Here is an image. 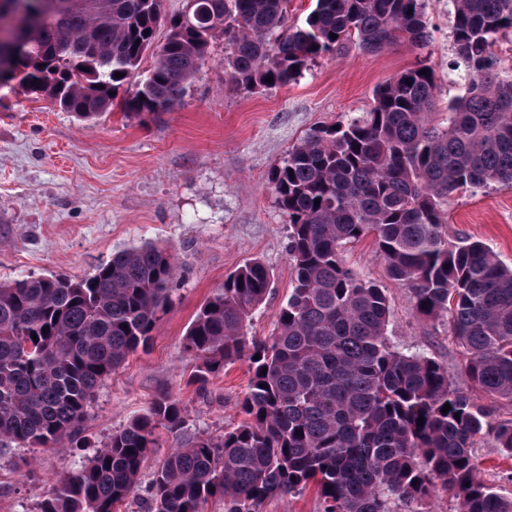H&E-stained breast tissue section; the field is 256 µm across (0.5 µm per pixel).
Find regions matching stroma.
<instances>
[{"mask_svg": "<svg viewBox=\"0 0 512 512\" xmlns=\"http://www.w3.org/2000/svg\"><path fill=\"white\" fill-rule=\"evenodd\" d=\"M424 11L425 46L403 42L369 55L348 42L294 82L256 93L226 85L224 38L216 36L180 103L136 119L115 109L82 123L48 97L0 88V283L51 273L78 279L146 243L179 257L177 289L158 329L99 388L80 427V447L0 450V512H39L60 477L162 392L179 395L185 428L178 436L162 434L161 450L143 467L136 502L120 505V512H146L164 451L240 423L246 362L211 377L207 396H200L187 384L197 362L184 352L183 336L225 276L253 260L268 268L272 288L249 317L247 333L273 335L293 274L287 219L270 178L290 147L312 129L370 111L378 86L422 63L434 70L439 112L464 95L462 72L449 69L457 58L451 0H424ZM443 234L453 245L482 241L512 268V183L454 192ZM342 256L360 278L386 288L393 342L434 357L451 381L470 388L447 325L415 315L407 288L388 277L372 239L346 246Z\"/></svg>", "mask_w": 512, "mask_h": 512, "instance_id": "obj_1", "label": "stroma"}]
</instances>
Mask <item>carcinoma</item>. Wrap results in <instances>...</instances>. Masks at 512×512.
<instances>
[{
    "label": "carcinoma",
    "instance_id": "1",
    "mask_svg": "<svg viewBox=\"0 0 512 512\" xmlns=\"http://www.w3.org/2000/svg\"><path fill=\"white\" fill-rule=\"evenodd\" d=\"M161 3L0 0V15L16 18V35L0 47V84L15 81L92 122L151 49L154 64L120 104L131 117L170 111L218 32L225 82L246 91L285 85L347 41L375 55L428 40L422 0H315L301 26L288 24L291 0H187L158 45ZM454 8L455 67L468 86L446 122L431 119L435 75L420 64L379 86L370 112L305 135L272 172L288 223L291 293L267 340L245 331L270 293L262 262L227 275L200 306L183 337L199 361L187 384L202 393L213 374L247 361L243 420L171 449L151 481L148 512H202L215 497L224 512H259L265 500L312 485L322 512H398L440 490L461 512H512L475 454L487 436L512 454V419L491 421L435 359L399 350L385 289L340 255L373 237L415 313L448 324L466 377L512 404V269L484 243L450 245L442 231L453 192L512 181V72L489 52L512 30V0H454ZM177 274L173 250L142 245L78 280L0 283V446L57 449L73 440L103 381L152 339ZM183 427L180 397L159 395L58 482L40 512H116L137 498L160 432Z\"/></svg>",
    "mask_w": 512,
    "mask_h": 512
}]
</instances>
